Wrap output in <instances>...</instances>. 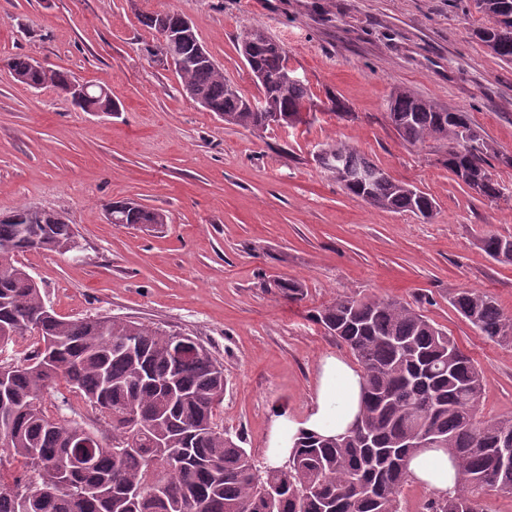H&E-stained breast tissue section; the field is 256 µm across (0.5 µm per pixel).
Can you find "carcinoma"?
Returning a JSON list of instances; mask_svg holds the SVG:
<instances>
[{"instance_id":"obj_1","label":"carcinoma","mask_w":512,"mask_h":512,"mask_svg":"<svg viewBox=\"0 0 512 512\" xmlns=\"http://www.w3.org/2000/svg\"><path fill=\"white\" fill-rule=\"evenodd\" d=\"M488 24L475 37L500 61L512 65V0H475ZM175 12L147 15L142 23L160 32L180 23ZM243 30L237 48L266 80L265 93L283 113L313 102L307 84L282 80L288 67L283 44ZM8 67L19 82L64 89L66 72L47 75L32 59L16 55ZM185 90L197 92L225 123L262 132L261 115L210 58L176 70ZM388 122L412 146L429 141L447 147L445 163L455 180L489 202L502 198L488 167L512 156L495 152L469 113L393 90ZM473 142L463 154L461 142ZM330 171L365 177L343 185L348 194L395 212L433 214L435 203L416 187L391 179L347 142L332 140L318 153ZM112 206L130 224L167 223V215L132 200ZM43 211L19 208L0 218V349L26 334L33 322L35 347L0 382V512H20L8 487L33 495L28 512H399L410 479L408 463L431 440L448 451L461 473L453 493L428 500L424 512H484L480 496L512 494V417L486 419L478 412L483 376L476 362L426 316L401 302L345 294L317 309L312 318L346 345L362 373L359 416L363 427L325 439L302 430L285 463L261 466L250 451L216 422L224 399V368L202 347L174 349L179 333L119 318L67 320L46 303L24 269L29 251L64 254L75 233L70 224H49ZM492 259L512 262V238L481 240ZM486 340L512 347V317L495 298L461 289L450 300ZM56 343L42 363V344ZM97 413L98 425L54 414L44 395L60 383Z\"/></svg>"}]
</instances>
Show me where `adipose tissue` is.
Returning <instances> with one entry per match:
<instances>
[{"mask_svg": "<svg viewBox=\"0 0 512 512\" xmlns=\"http://www.w3.org/2000/svg\"><path fill=\"white\" fill-rule=\"evenodd\" d=\"M362 378L360 369L338 358L325 359L319 370L316 395L306 418L284 416L275 419L268 454L271 461L287 459L299 431L326 437L343 434L360 411ZM409 472L433 491L452 492L457 485V469L441 448H428L410 462Z\"/></svg>", "mask_w": 512, "mask_h": 512, "instance_id": "1", "label": "adipose tissue"}]
</instances>
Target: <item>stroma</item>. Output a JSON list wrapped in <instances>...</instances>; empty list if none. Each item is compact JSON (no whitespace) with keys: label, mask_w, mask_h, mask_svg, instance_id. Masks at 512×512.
<instances>
[{"label":"stroma","mask_w":512,"mask_h":512,"mask_svg":"<svg viewBox=\"0 0 512 512\" xmlns=\"http://www.w3.org/2000/svg\"><path fill=\"white\" fill-rule=\"evenodd\" d=\"M176 11L246 97L255 79L237 52L259 28L288 50L320 111L255 135L225 124L147 54L143 15ZM471 0H0V214L56 211L78 246L29 252L22 264L47 305L70 320L118 317L192 337L222 364L220 425L259 462L277 416L304 418L328 357L353 361L315 310L357 292L420 311L479 365L484 415L512 416V348L480 336L450 303L492 294L512 316V262L481 248L512 236V168L490 173L491 204L456 182L437 142L407 145L384 117L393 88L469 112L512 155V65L474 32ZM38 59L108 88L118 112H85L53 87L18 82L6 60ZM337 97L339 117L323 109ZM340 139L392 179L433 197L423 218L346 193L316 155ZM168 215L161 226L108 223L110 201ZM292 279L293 299L275 287Z\"/></svg>","instance_id":"1"}]
</instances>
